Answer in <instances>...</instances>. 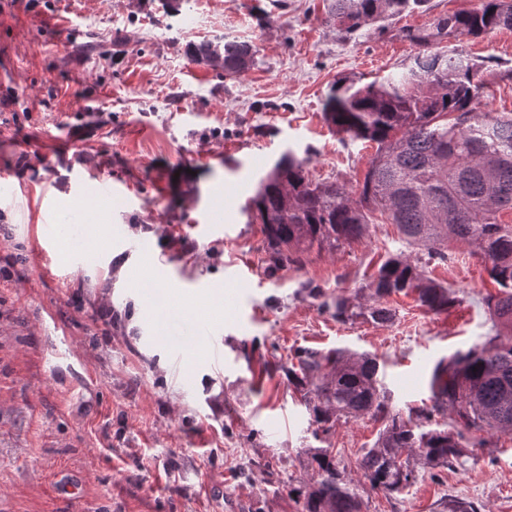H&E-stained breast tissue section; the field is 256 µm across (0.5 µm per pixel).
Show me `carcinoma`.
<instances>
[{"instance_id": "1", "label": "carcinoma", "mask_w": 512, "mask_h": 512, "mask_svg": "<svg viewBox=\"0 0 512 512\" xmlns=\"http://www.w3.org/2000/svg\"><path fill=\"white\" fill-rule=\"evenodd\" d=\"M428 0H328L323 24L353 34L422 8ZM512 29V0H481L478 7L438 17L423 31L405 32L416 47L402 72L359 86L338 79L324 104L327 122L349 141L376 145L361 190L353 196L336 182H316L307 161L283 154L260 178L245 205L261 224L271 267L302 263L313 248L336 251L364 237L380 213L406 243L426 249L428 261L448 259L452 242L464 241L488 265L499 292L485 298L494 333L438 362L431 375V405L396 410L381 387L376 358L348 348L326 355L306 352L289 370L304 391L317 430L342 418L370 417L382 424L358 468L374 490L393 494L415 479L401 461L407 450L431 468L461 462L465 449L483 446V434L512 433V224L501 219V192L512 199V112H479L483 65L440 44L451 36L480 37ZM249 41L207 40L188 47L190 60L239 75L256 64ZM364 291L369 306L338 295L323 301L339 322L383 324L392 318L383 300L414 294L440 313L457 302L447 286L426 278L411 256L389 257ZM448 413V429L416 431L413 418ZM316 464L311 481L288 489L299 512H363L358 490L344 483L327 448L309 449Z\"/></svg>"}]
</instances>
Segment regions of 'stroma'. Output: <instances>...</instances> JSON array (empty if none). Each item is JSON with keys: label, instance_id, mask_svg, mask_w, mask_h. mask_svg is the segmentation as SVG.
<instances>
[{"label": "stroma", "instance_id": "35a3bbf8", "mask_svg": "<svg viewBox=\"0 0 512 512\" xmlns=\"http://www.w3.org/2000/svg\"><path fill=\"white\" fill-rule=\"evenodd\" d=\"M285 3L181 0L172 13L162 0H0V267L12 273L0 279V512H297L287 488L311 479L312 448L333 451L364 512H448L455 497L512 512V433L387 495L358 468L380 423L314 434L288 378L297 350L347 347L376 356L401 413L428 404L435 364L490 333L484 299L498 286L471 246L421 266L455 291L449 311L395 295L390 322L344 324L311 288L366 301L378 266L407 248L397 226L374 216L359 241L272 272L244 211L288 151L313 179L359 191L375 146L341 141L325 122L332 84L399 71L416 51L403 30L480 0H430L349 39L323 24L324 0ZM224 36L254 42L256 65L227 76L189 60V44ZM447 46L490 66L478 111L512 112V80L499 77L512 68V29ZM97 174L127 191L82 195ZM205 213L222 234L196 233ZM73 221L92 254L43 274V225ZM116 224L164 255L174 305L221 322L223 365L182 317L156 340L132 281L157 267L115 244Z\"/></svg>", "mask_w": 512, "mask_h": 512}]
</instances>
